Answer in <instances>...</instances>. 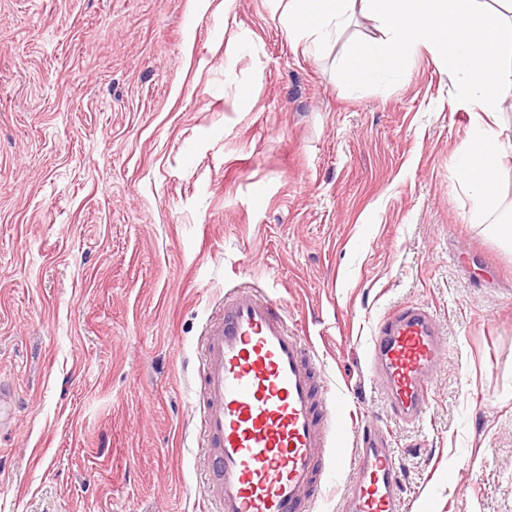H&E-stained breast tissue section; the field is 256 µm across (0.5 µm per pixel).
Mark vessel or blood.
I'll return each instance as SVG.
<instances>
[{"instance_id":"1","label":"vessel or blood","mask_w":512,"mask_h":512,"mask_svg":"<svg viewBox=\"0 0 512 512\" xmlns=\"http://www.w3.org/2000/svg\"><path fill=\"white\" fill-rule=\"evenodd\" d=\"M424 307L389 313L371 338L376 384L402 421L426 414L434 371L446 355ZM207 512H305L343 463L339 444L360 432L357 479L339 512H398L399 458L380 432L358 430L339 410L272 294L238 288L224 298L197 350Z\"/></svg>"}]
</instances>
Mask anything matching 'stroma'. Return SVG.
Instances as JSON below:
<instances>
[{
    "mask_svg": "<svg viewBox=\"0 0 512 512\" xmlns=\"http://www.w3.org/2000/svg\"><path fill=\"white\" fill-rule=\"evenodd\" d=\"M378 35L305 56L270 0H0V512H206L196 350L240 286L385 431L400 512H512V164L470 223L441 59L339 80ZM403 304L447 344L414 424L368 367Z\"/></svg>",
    "mask_w": 512,
    "mask_h": 512,
    "instance_id": "obj_1",
    "label": "stroma"
}]
</instances>
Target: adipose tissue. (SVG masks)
<instances>
[{
	"instance_id": "obj_1",
	"label": "adipose tissue",
	"mask_w": 512,
	"mask_h": 512,
	"mask_svg": "<svg viewBox=\"0 0 512 512\" xmlns=\"http://www.w3.org/2000/svg\"><path fill=\"white\" fill-rule=\"evenodd\" d=\"M376 23L383 38L351 45L342 77L380 79L401 71L417 48L440 54L460 95L474 111L489 116L512 98V0H286L279 22L295 47L318 55L355 16ZM476 147L457 151L456 178L479 221L492 208L496 192L489 176L503 167L507 148L500 132L479 125Z\"/></svg>"
}]
</instances>
